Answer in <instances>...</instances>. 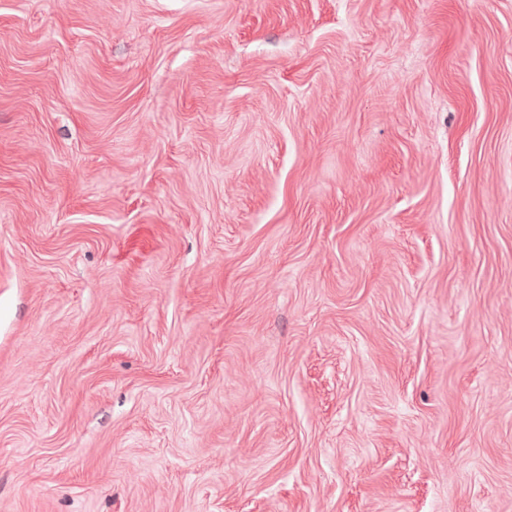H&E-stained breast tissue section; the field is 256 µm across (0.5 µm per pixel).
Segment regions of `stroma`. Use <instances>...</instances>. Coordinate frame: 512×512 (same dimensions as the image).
I'll list each match as a JSON object with an SVG mask.
<instances>
[{"instance_id": "1", "label": "stroma", "mask_w": 512, "mask_h": 512, "mask_svg": "<svg viewBox=\"0 0 512 512\" xmlns=\"http://www.w3.org/2000/svg\"><path fill=\"white\" fill-rule=\"evenodd\" d=\"M0 512H512V0H0Z\"/></svg>"}]
</instances>
